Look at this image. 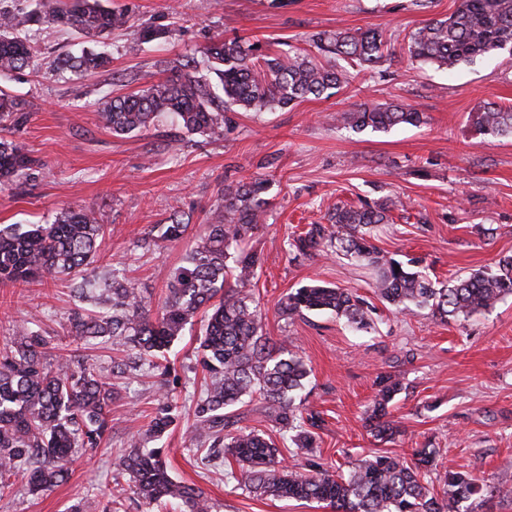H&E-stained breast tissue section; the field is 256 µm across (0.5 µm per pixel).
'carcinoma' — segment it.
Listing matches in <instances>:
<instances>
[{
	"label": "carcinoma",
	"instance_id": "obj_1",
	"mask_svg": "<svg viewBox=\"0 0 512 512\" xmlns=\"http://www.w3.org/2000/svg\"><path fill=\"white\" fill-rule=\"evenodd\" d=\"M42 24L71 29L89 41L131 29L132 51L172 35L166 26L133 23L131 15L105 6L103 0H72L70 6L65 0H35L31 10H0V76L40 67L63 78L109 67L106 54L85 48L36 60L29 31ZM313 44L324 60L301 49L271 53L259 41L218 37L202 51L206 70L215 79L201 74L196 60H179L170 77L103 99L97 112L118 135L146 130L169 114L190 135H216L224 130L229 112L285 109L332 95L349 79L335 59L374 70L386 60L390 39L378 28L344 29L318 35ZM503 50L512 54V0H457L448 16L432 19L407 36L409 58L439 68L473 64ZM29 112V103L0 91L1 128L20 130ZM335 120L356 132H386L424 124L427 117L414 106L390 104L338 112ZM473 124L483 136H512V107L487 104L474 114ZM39 167L25 144L0 139V191ZM265 190L260 178L224 184L206 235L173 272L155 312L151 297L135 288L120 268L112 269L110 283L87 274L105 234L95 212L66 207L50 224L0 227L1 285L37 282L48 275L79 280L75 291L92 295L99 310L75 309L70 333L86 345L119 352L112 358V376L132 384L147 371L159 379L148 428L131 438L115 459L113 481L118 485L129 477L147 504L173 502L180 512H212L203 490L167 473L162 440L180 420L170 396L174 368L165 352L202 307L217 298L196 347L197 362L208 379L193 400V428L208 441L213 457L235 460L252 492L316 502L331 512H478L495 488L464 473L437 471L434 448H413L406 456L375 455L346 474L316 455L319 418L304 415L301 403L310 369L288 349V340L263 333L262 310L249 289L263 258L242 244L264 221ZM399 205L394 200L338 205L328 223L311 225L291 246L303 256L330 251L353 257L372 272L373 288L388 303L401 311L428 307L442 321L488 311L512 296L511 256L501 259L494 271L474 270L450 284L433 281L411 263L380 250L373 243V226L388 223ZM188 226L176 210L168 223L156 225L158 234L137 240L134 249L148 253L161 243L179 242ZM277 310L289 319L330 311L357 328L368 327L373 314L364 298L319 283L286 294ZM37 326V321H28L17 327L14 339L0 344V491L11 488V478L19 474L33 495L52 489L68 478L75 449L99 447L112 428L118 390L76 356L53 353V337ZM402 389L401 380L391 374L379 382L367 422L381 441L400 432L390 408ZM256 397L282 440L294 445L293 455L303 460L308 474L285 471L277 441L241 425L242 417L232 413Z\"/></svg>",
	"mask_w": 512,
	"mask_h": 512
}]
</instances>
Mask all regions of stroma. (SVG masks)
Returning a JSON list of instances; mask_svg holds the SVG:
<instances>
[{
  "mask_svg": "<svg viewBox=\"0 0 512 512\" xmlns=\"http://www.w3.org/2000/svg\"><path fill=\"white\" fill-rule=\"evenodd\" d=\"M136 22L171 27L168 41L130 51L133 34L100 37L111 65L61 80L25 70L0 77V89L32 103L20 141L43 164L40 173L0 192V225L53 222L63 207L99 213L107 227L94 275L111 273L126 257V275L153 303L167 294L172 271L207 232L210 211L225 183L266 180V220L250 244L263 257L251 287L266 313L263 329L310 367L307 411L320 414L319 451L332 466L388 452L437 449L439 470L466 472L496 488L480 512H512V297L470 318L440 321L426 309L394 313L379 300L369 274L339 255L298 257L289 242L307 225L323 224L337 203L401 200L392 223L375 230L376 244L399 260L419 259L429 278L451 282L512 255V137L480 135L473 114L484 104L512 106V53L476 64L440 69L410 61L404 36L452 12L454 0H107ZM377 27L391 38L387 60L375 70H351L328 98L287 108L237 112L223 133L188 136L169 119L149 130L116 135L95 105L164 76V65L199 57L216 36L234 35L312 49V36ZM411 104L427 122L386 132L357 133L331 122L332 114L368 103ZM183 142L172 153V140ZM190 218L185 239L132 258L134 241L173 209ZM319 281L356 291L376 307L375 326L357 331L327 313L287 320L275 305L287 292ZM75 302L63 279L13 288L0 285V340L30 316L53 333L59 348L78 349L88 365L109 375L113 353L78 347L68 332ZM199 326L188 328L169 357L178 378L173 395L182 418L163 438L171 476L202 488L213 512H322L316 503L250 492L230 467L198 464L191 438V405L204 382L195 362ZM382 374L404 389L394 414L403 433L381 443L370 434L366 410ZM157 392L145 377L122 390L112 431L101 447L73 464L68 480L31 495L21 488L0 495V512H72L75 505H106L116 486L112 462L144 432Z\"/></svg>",
  "mask_w": 512,
  "mask_h": 512,
  "instance_id": "1",
  "label": "stroma"
}]
</instances>
